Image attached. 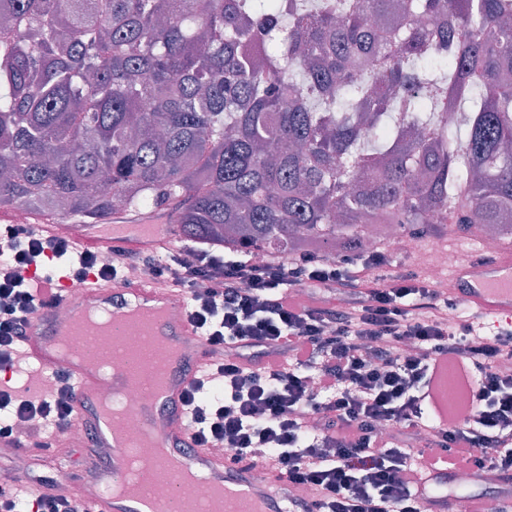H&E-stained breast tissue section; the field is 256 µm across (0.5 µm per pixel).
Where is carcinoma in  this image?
Segmentation results:
<instances>
[{"label":"carcinoma","mask_w":512,"mask_h":512,"mask_svg":"<svg viewBox=\"0 0 512 512\" xmlns=\"http://www.w3.org/2000/svg\"><path fill=\"white\" fill-rule=\"evenodd\" d=\"M117 196L287 258L501 224L512 0H0V206L101 224Z\"/></svg>","instance_id":"obj_1"}]
</instances>
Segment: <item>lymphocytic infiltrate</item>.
Here are the masks:
<instances>
[{
	"mask_svg": "<svg viewBox=\"0 0 512 512\" xmlns=\"http://www.w3.org/2000/svg\"><path fill=\"white\" fill-rule=\"evenodd\" d=\"M72 252L23 228L0 235L1 371L15 365L30 315L52 302L29 269ZM114 254L105 267L96 252L77 254L75 278L130 281L148 266L155 283L186 289L189 321L217 355L212 380L185 397L191 445L254 469L272 463L297 491L288 512H427L425 474L512 477V328L483 334L452 319L455 301L426 280L382 278L383 252L261 262L197 245ZM307 289L341 298L320 305ZM445 361L472 376L465 413L448 420L429 403ZM54 382L40 398L0 387V410L50 427L36 443L46 459L62 453L75 412L68 378Z\"/></svg>",
	"mask_w": 512,
	"mask_h": 512,
	"instance_id": "f902f5d3",
	"label": "lymphocytic infiltrate"
}]
</instances>
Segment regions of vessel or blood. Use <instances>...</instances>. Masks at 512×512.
Here are the masks:
<instances>
[{
    "instance_id": "vessel-or-blood-1",
    "label": "vessel or blood",
    "mask_w": 512,
    "mask_h": 512,
    "mask_svg": "<svg viewBox=\"0 0 512 512\" xmlns=\"http://www.w3.org/2000/svg\"><path fill=\"white\" fill-rule=\"evenodd\" d=\"M73 243L79 252L112 246L144 252L158 247H177L181 239L176 225L142 224L137 217L116 215L108 224L76 225ZM44 290L55 296L56 303L34 314L24 356L39 369L61 373L70 379L76 391L78 424L92 430L97 447L110 449L112 457H120L121 449L112 447L109 438L112 425L97 409L98 375L54 348L58 331L56 313L66 309L70 322L75 323L81 311L90 305L123 308L136 304L152 309L163 306L182 309L186 306L187 294L182 289L161 287L151 281L100 283L92 278L77 281L68 275L52 278ZM452 291L481 318L496 324H512V252H501L491 261L471 260L460 264L453 273ZM155 330L183 347L182 356L173 370V381L161 398L154 420L158 442L174 452L184 453L187 461L203 467L223 482L225 512H283L280 490L285 481L275 469H251L203 448L186 451L189 428L183 418V397L191 385L205 377L211 363L210 351L193 332L187 317L172 323L156 320ZM459 377L456 366L448 362L441 365L435 376L433 388L441 416L456 415L461 409L460 402L466 397L465 388H458L456 404L448 402V382ZM132 499L137 503L133 511L121 506L108 490L92 498H79L78 504L80 512H165L161 498H145L143 491L138 490Z\"/></svg>"
}]
</instances>
